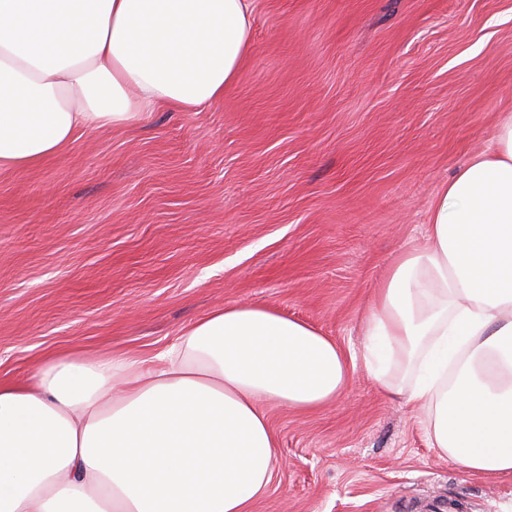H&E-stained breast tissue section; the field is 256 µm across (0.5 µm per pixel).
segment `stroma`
<instances>
[{
	"label": "stroma",
	"instance_id": "stroma-1",
	"mask_svg": "<svg viewBox=\"0 0 512 512\" xmlns=\"http://www.w3.org/2000/svg\"><path fill=\"white\" fill-rule=\"evenodd\" d=\"M506 110L512 0H255L223 99L0 173V378L156 353L239 303L360 354L389 269ZM266 412L280 463L252 512H512V476L439 458L364 365L324 408Z\"/></svg>",
	"mask_w": 512,
	"mask_h": 512
}]
</instances>
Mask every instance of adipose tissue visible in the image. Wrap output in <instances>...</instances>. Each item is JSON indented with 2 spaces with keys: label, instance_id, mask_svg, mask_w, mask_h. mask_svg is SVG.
Instances as JSON below:
<instances>
[{
  "label": "adipose tissue",
  "instance_id": "ef3b65f1",
  "mask_svg": "<svg viewBox=\"0 0 512 512\" xmlns=\"http://www.w3.org/2000/svg\"><path fill=\"white\" fill-rule=\"evenodd\" d=\"M255 0H0V172L160 109L201 111L253 47ZM424 245L388 271L360 358L307 322L229 305L151 356L52 354L0 380V512H251L278 443L357 362L425 415L431 448L512 474V111L444 184Z\"/></svg>",
  "mask_w": 512,
  "mask_h": 512
}]
</instances>
